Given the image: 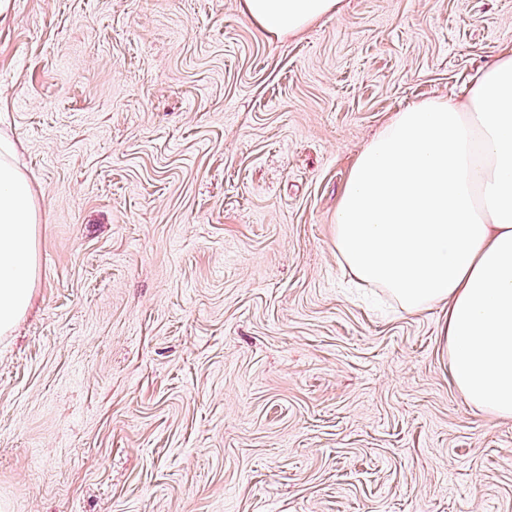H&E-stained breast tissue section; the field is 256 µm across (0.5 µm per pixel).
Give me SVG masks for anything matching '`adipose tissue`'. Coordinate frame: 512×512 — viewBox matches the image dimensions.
<instances>
[{
    "label": "adipose tissue",
    "mask_w": 512,
    "mask_h": 512,
    "mask_svg": "<svg viewBox=\"0 0 512 512\" xmlns=\"http://www.w3.org/2000/svg\"><path fill=\"white\" fill-rule=\"evenodd\" d=\"M342 0H242L259 30L303 33ZM0 140V335L33 305L36 192ZM343 266L408 312L447 304L451 376L476 407L512 419V48L464 101L396 112L355 158L336 206Z\"/></svg>",
    "instance_id": "obj_1"
}]
</instances>
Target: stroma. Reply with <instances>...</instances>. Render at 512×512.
<instances>
[{
  "label": "stroma",
  "mask_w": 512,
  "mask_h": 512,
  "mask_svg": "<svg viewBox=\"0 0 512 512\" xmlns=\"http://www.w3.org/2000/svg\"><path fill=\"white\" fill-rule=\"evenodd\" d=\"M512 0H11L0 135L42 222L0 335L9 512H512V420L457 390L448 308L352 284L336 204L400 109L462 100ZM243 12L267 36L295 37L342 10V0H242Z\"/></svg>",
  "instance_id": "obj_1"
}]
</instances>
